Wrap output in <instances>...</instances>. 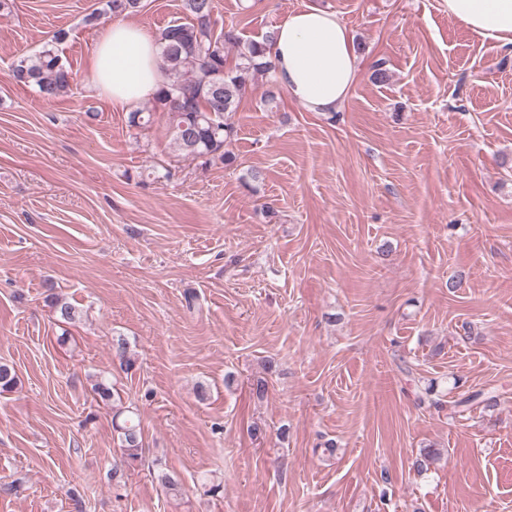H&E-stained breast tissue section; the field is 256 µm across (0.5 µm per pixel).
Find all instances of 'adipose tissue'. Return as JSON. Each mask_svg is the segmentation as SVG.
<instances>
[{"label": "adipose tissue", "mask_w": 512, "mask_h": 512, "mask_svg": "<svg viewBox=\"0 0 512 512\" xmlns=\"http://www.w3.org/2000/svg\"><path fill=\"white\" fill-rule=\"evenodd\" d=\"M442 2L449 17L483 38L512 46V0ZM268 56L274 82L312 112L337 111L360 71L350 28L336 12L314 6L290 12L276 25ZM160 63L161 47L154 37L140 26L113 22L93 53V81L113 107L127 111L156 94Z\"/></svg>", "instance_id": "1"}]
</instances>
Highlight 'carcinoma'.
Listing matches in <instances>:
<instances>
[{"label": "carcinoma", "mask_w": 512, "mask_h": 512, "mask_svg": "<svg viewBox=\"0 0 512 512\" xmlns=\"http://www.w3.org/2000/svg\"><path fill=\"white\" fill-rule=\"evenodd\" d=\"M185 9L193 16L189 24L174 23L164 28L158 40L162 44V83L155 94V109L167 113L170 146L178 155L200 161V166L213 163L230 164L233 157L227 149L234 137V127L224 122V114L237 110L242 97L257 76L270 73L267 60L271 36L261 41H243L234 27L216 29L213 19L214 0H184ZM140 0H106L105 12L114 17L138 11ZM240 48L238 61L227 66L226 46ZM18 84L35 86L47 100L58 98L71 90L72 71L61 61L52 45L20 55L11 65ZM46 302L56 322L71 325L79 311L55 293L47 282ZM114 357L125 371L135 361L127 352V342H112ZM17 384L13 367L0 364V392H8ZM122 447V459L112 465L109 479L118 486L128 468L142 460L143 436L140 422L128 415L115 423ZM155 478L167 494L179 492V481L173 474L160 470Z\"/></svg>", "instance_id": "obj_1"}]
</instances>
